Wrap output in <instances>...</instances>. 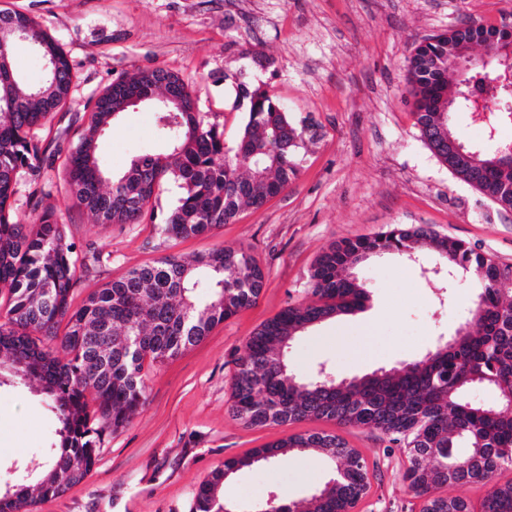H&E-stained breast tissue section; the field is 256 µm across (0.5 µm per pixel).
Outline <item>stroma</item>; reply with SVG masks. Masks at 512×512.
Segmentation results:
<instances>
[{
    "instance_id": "obj_1",
    "label": "stroma",
    "mask_w": 512,
    "mask_h": 512,
    "mask_svg": "<svg viewBox=\"0 0 512 512\" xmlns=\"http://www.w3.org/2000/svg\"><path fill=\"white\" fill-rule=\"evenodd\" d=\"M35 17L63 45L76 72L67 110L41 137L73 146L95 97L123 73L166 68L188 82L201 111L234 143L244 122L233 110L225 71H242L309 124L297 152L299 174L262 209L241 206L218 230L166 239L158 221L178 189L167 184L152 204L154 224L98 225L65 192L50 203L69 236L110 260L84 277L75 303L131 268L175 255L228 247L265 272L251 306L217 325L198 345L149 367L147 401L123 429L106 437L91 476L33 512H190L199 485L225 459L245 456L298 433H341L367 460L370 488L353 512H419L405 478L404 449L383 433L338 429L327 420L251 428L228 411L235 360L249 336L290 305L312 303L310 270L330 244L371 236L389 224H426L512 263V213L457 178L423 140L407 100L405 61L424 38L461 21L512 25V0H0V15ZM270 58L259 66L257 58ZM151 106L129 109L99 139V161L122 174L133 156L161 151ZM419 262L373 256L355 276L363 309L325 320L297 336L288 362L297 375L327 366L337 378L360 377L421 359L452 336L474 307L471 277L427 280ZM54 441L46 400L33 380L0 376V482L39 468ZM321 455L287 451L275 463L241 468L224 498L249 503L276 493L310 497L329 479Z\"/></svg>"
}]
</instances>
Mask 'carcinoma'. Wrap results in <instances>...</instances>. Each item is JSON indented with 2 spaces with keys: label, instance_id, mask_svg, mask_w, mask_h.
Listing matches in <instances>:
<instances>
[{
  "label": "carcinoma",
  "instance_id": "obj_1",
  "mask_svg": "<svg viewBox=\"0 0 512 512\" xmlns=\"http://www.w3.org/2000/svg\"><path fill=\"white\" fill-rule=\"evenodd\" d=\"M25 31L28 43L53 57L56 77L41 97L20 78L0 80V370L36 380L46 395L55 425V442L42 470L0 485V512H28L34 495L59 498L93 471L107 435L130 423L146 403L145 364L163 363L203 341L224 320L252 305L265 273L244 251L215 249L192 260L165 256L129 270L118 280L91 292L73 307L82 275L109 260L94 247L80 249L54 208L44 168L55 156L46 154L40 129L70 98L75 74L58 40L28 14L0 17ZM509 33L497 26L467 23L425 38L407 63L408 93L416 125L434 154L459 179L476 187L502 210L512 211V161H492L494 152L461 143L442 115L455 108L472 110L462 96V80H450L459 52L481 45L466 79L493 91L490 113L512 114V92L497 82L507 67ZM17 37L0 27V70L12 68L10 51ZM230 82L232 108L245 114L235 145L224 128L194 111L195 95L183 77L164 68L140 69L122 75L96 97L88 127L61 163L63 188L96 223L147 224L156 219L150 205L165 182L179 194L161 232L185 239L211 232L235 217L241 205L263 207L298 174L296 151L308 131L295 123L288 109L268 91L253 88L242 74L224 73ZM122 85L145 87L180 98L183 111L169 104L156 113L165 152L134 157L122 176L106 187L98 156L101 133L126 112ZM460 143L457 151L448 139ZM33 186L28 224L13 218L21 184ZM428 245L450 274H468L477 289L479 320L448 348H434L421 360L393 370L382 379L365 375L345 382L313 375L300 379L288 367V337L314 322L361 308L367 290L347 271L363 253L409 257ZM512 279V265L501 264L460 240L439 237L424 225L389 224L370 237L346 239L325 248L310 279L316 301L289 305L249 337L235 361L230 411L248 427L286 424L309 418L334 420L343 426L378 430L405 449L423 452L424 467H408L405 478L424 499L421 512H474L460 496L442 489L467 483L493 482L512 466V411L502 408L512 394V301L503 299L500 284ZM211 293H196L199 283ZM484 384L495 394L492 404L477 406L467 389ZM289 448L317 451L335 468L357 451L338 435L291 436L253 449L275 461ZM459 459L479 464L448 480V465ZM244 459H229L198 487L191 512H261L266 500L245 506L224 500L226 472ZM343 479L326 482L319 493L295 501L276 496L284 512H349L369 487L367 461L347 465ZM479 512H512V480L494 482Z\"/></svg>",
  "mask_w": 512,
  "mask_h": 512
}]
</instances>
